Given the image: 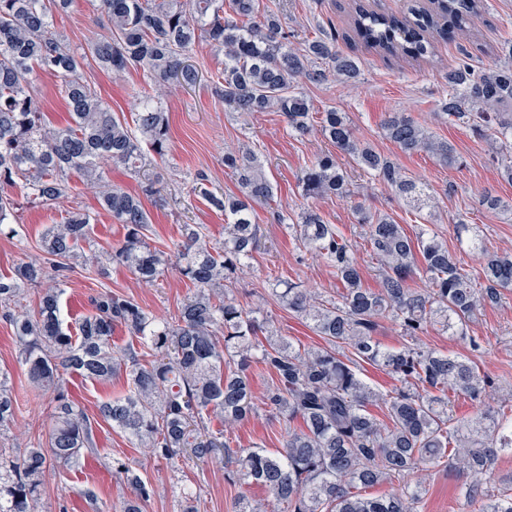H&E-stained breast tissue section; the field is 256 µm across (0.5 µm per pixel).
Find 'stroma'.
I'll return each instance as SVG.
<instances>
[{"mask_svg": "<svg viewBox=\"0 0 512 512\" xmlns=\"http://www.w3.org/2000/svg\"><path fill=\"white\" fill-rule=\"evenodd\" d=\"M349 3L350 0H260L261 6L286 17L288 39L297 47L321 28L333 27L345 35L350 26ZM102 12V0H77L71 11L53 15L52 24L80 52L105 34L106 27L99 22ZM339 46L359 58L358 77L348 82L332 77L321 84L305 83L301 86L303 94L314 111L332 108L347 113L359 139L369 142L377 152L399 164L407 176L425 185L435 202L431 208L413 209L357 168L349 157H341L349 175L351 196H327L317 199L315 205L328 223L357 244L356 257L363 267L366 287L378 288L380 279L362 245L363 230L354 209L358 203L390 214L409 230L417 224L432 225L447 241L449 250L463 256L476 273L481 271L483 260L457 240L453 227L456 219L477 225L487 248L512 251V183L500 176L495 142L467 125L445 123L437 114V104L448 92L445 72L460 58H468L479 71L504 62L505 53L512 46V0H483L468 35L437 43L436 61L432 64L387 60L346 36ZM187 61L198 68L201 79L193 87L175 88L163 102L169 117L170 150L164 160L151 163L148 168L147 175L158 177L161 188L160 197L144 200L150 217V242L169 243L178 238L185 224L201 226L209 243L222 242L224 215L196 191L195 175L204 173L206 186L214 193H234L237 183L224 166V151L244 145L253 148L277 189L276 205L257 206L261 247L254 255L251 272L233 289L241 301L260 308L279 334L308 346L322 345V338L272 295L265 275L273 270L301 287L325 296L335 294L339 283L333 269L318 255L300 253L285 225L277 223L272 214L273 209L279 208L289 218L297 217L305 203L298 177L310 161L330 151L331 146L320 137L301 139L290 135L279 113L241 115L225 110L224 101L211 82L222 59L206 44H197L188 53ZM83 76L119 114L137 111L141 93L151 83L139 67L118 76L90 64L84 67ZM61 85L60 77L43 71L36 74L34 88L42 100L47 124L54 127L66 126L70 120ZM391 112L409 113L437 138L448 141L461 157V165L447 168L429 154L403 153L381 130L382 121ZM70 184L69 195L55 206L24 207L12 229L0 234V276L9 274L21 262L40 257L44 229L74 209L90 215L91 239L96 249L108 251L122 241L124 227L101 208L96 195L85 188L80 178H71ZM487 194L508 203V210L484 206L482 198ZM101 291L129 297L165 319L177 313L190 293L188 284L173 270L155 286L146 287L125 267L109 263L100 274L79 264L71 272L62 297L67 320L88 313L90 296ZM423 341L473 361L488 376L489 393L501 396L512 392V293L478 313L466 335L451 336L432 328ZM0 370L8 373L16 400V417L10 432L0 437V448L15 456L46 438L52 424L51 403L47 396L34 392L26 370L17 362L13 328L1 318ZM251 374L259 407L256 415L236 426L232 438L242 448L282 447L288 429L282 418L261 405L271 378L258 366L252 368ZM68 387L93 424L95 452L78 467L51 466L40 491L38 512H121L130 488L109 467L115 457L132 460L138 475L156 487V495L144 502L143 512H180L172 493L177 475L171 466L136 447L126 434L99 416L98 407L103 401L126 391L125 375H116L106 384L73 375ZM178 476L196 490L198 512H235L236 503L243 496L262 506L269 499L260 486L227 482L224 465L217 460L200 465L187 462ZM465 480V475L454 468H432L418 512H466L459 494Z\"/></svg>", "mask_w": 512, "mask_h": 512, "instance_id": "1", "label": "stroma"}]
</instances>
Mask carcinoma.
<instances>
[{
  "label": "carcinoma",
  "mask_w": 512,
  "mask_h": 512,
  "mask_svg": "<svg viewBox=\"0 0 512 512\" xmlns=\"http://www.w3.org/2000/svg\"><path fill=\"white\" fill-rule=\"evenodd\" d=\"M74 3L0 0V189L19 187L31 202L49 207L68 194L69 174L76 173L97 190L100 205L126 226V234L112 251L87 254L91 217L71 211L42 233V260L0 276V316L13 325L17 361L39 390L53 393L47 440L6 463L0 460V512H36L47 464L77 466L93 453L92 424L67 387L71 373L94 382L125 373L128 390L101 403L103 420L172 465L181 457L227 463L230 481L267 490L269 512H416L423 494L419 481L388 495L371 490L443 464L489 473L498 453L512 448V394L477 420L459 422L448 394L479 400L489 379L473 362L432 349L420 336L437 325L453 336L466 335L480 310L512 292V252L489 251L474 227L455 222L456 236L484 254L482 272L474 275L429 226L410 235L392 216L360 205L359 223L366 227L369 255L381 275L380 288H366L353 244L310 206L287 228L298 248L322 256L336 270L342 288L336 297L323 298L273 276L272 294L308 322L325 346L296 347L283 338L273 343L271 321L259 318L232 289L250 269L259 240L254 206L274 200L257 153L244 148L224 153L238 192H204L208 204L227 218L218 247L208 246L191 224L184 225L182 240L164 249L151 245L142 196L156 194L154 183H144L138 195L108 178L109 164L138 174L147 166V152L167 156L169 119L160 96L171 80L183 87L197 83L198 70L184 55L204 41L224 55V68L211 79L227 110L278 112L290 134L319 132L400 199L423 201V184L360 141L346 113L313 112L298 91L303 80L357 76L358 63L339 49L336 34L322 31L304 48H294L284 19L260 9L259 0H103L109 35L80 54L50 22L53 13L67 12ZM480 8L481 0H411L407 12L396 15L351 0V27L357 41L384 58L424 61L433 57L437 40L464 30ZM89 59L115 75L135 66L147 70L152 92H144L134 124L111 111L83 80ZM37 70L62 78L67 126H47L33 87ZM446 80L439 116L491 133L503 156L501 176L512 182V113L506 111L512 102V45L502 64L476 72L464 61ZM383 132L405 153H428L448 168L461 164L448 142L405 112L391 113ZM300 182L307 198L351 193L336 152L318 156ZM16 211L15 200L0 194V225L13 223ZM79 258L99 271L106 262L123 265L146 285L173 266L194 291L170 319L124 296L99 292L90 297L91 311L78 320L74 335L62 318L60 299L61 284ZM418 273L428 287H410ZM38 285L39 304L31 313L23 300ZM383 317L398 322L410 342L399 349L381 346L375 331ZM118 327L135 340L123 353L112 349ZM363 363L390 373L394 388L387 394L371 388L360 377ZM255 364L272 375L266 407L288 423L302 422L275 450L238 448L228 437L254 413ZM377 404L382 420L368 411ZM14 417L12 392L0 372V437ZM112 470L131 488L123 512H141L153 487L122 459L112 461ZM460 493L468 512H512V482L491 494L479 484Z\"/></svg>",
  "instance_id": "carcinoma-1"
}]
</instances>
